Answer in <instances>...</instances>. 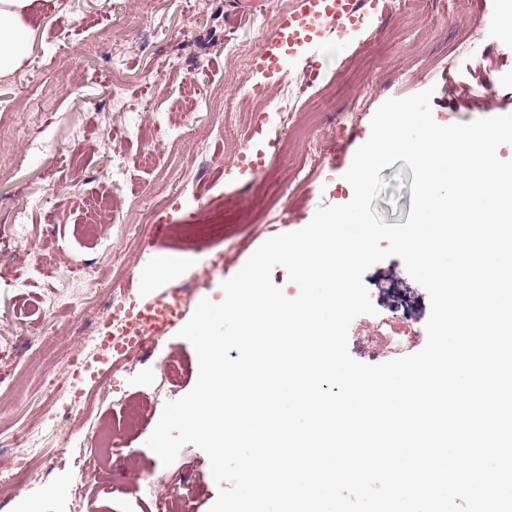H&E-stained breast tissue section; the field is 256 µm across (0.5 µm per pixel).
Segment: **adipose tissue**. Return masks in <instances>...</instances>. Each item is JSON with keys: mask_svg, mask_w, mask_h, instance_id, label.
<instances>
[{"mask_svg": "<svg viewBox=\"0 0 512 512\" xmlns=\"http://www.w3.org/2000/svg\"><path fill=\"white\" fill-rule=\"evenodd\" d=\"M45 0H0V80L11 77L37 44V18Z\"/></svg>", "mask_w": 512, "mask_h": 512, "instance_id": "adipose-tissue-1", "label": "adipose tissue"}]
</instances>
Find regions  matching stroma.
<instances>
[{"mask_svg": "<svg viewBox=\"0 0 512 512\" xmlns=\"http://www.w3.org/2000/svg\"><path fill=\"white\" fill-rule=\"evenodd\" d=\"M253 2L242 13L233 0H48L33 54L0 81V99L21 102L0 112V435L44 427L31 478L0 463V512L23 500L34 512H156L147 482L161 492L188 486L186 512H209L219 487L206 453L187 445L165 466L146 444L165 402L197 381L196 351L179 331L199 302H221L223 282L267 239L350 202L344 174L387 99L432 90L442 126L512 113V30L488 22L504 0H379L343 37L296 47L279 75L225 65L233 52L257 57L299 5ZM111 41L121 53L108 55ZM283 75L298 83L301 109L261 111L257 94H273ZM170 111L187 136L137 137L135 127ZM34 134L37 152L25 145ZM380 176L373 210L405 223L410 168L398 161ZM271 197L279 207L270 212ZM105 198L117 223H87V202ZM38 261L44 274L17 291ZM363 281L376 312L352 321L351 357L377 365L421 350L426 339L412 331L425 327L430 299L401 259L374 264ZM172 284L189 287L175 324L136 368L113 369L100 352L79 383L90 406L60 418L48 383L64 377L67 350L101 327L114 290L138 306ZM167 363L178 377H165ZM124 400L143 406L136 427L124 421ZM115 427L121 471L83 479L78 464L98 431ZM62 479L69 493L45 494Z\"/></svg>", "mask_w": 512, "mask_h": 512, "instance_id": "1", "label": "stroma"}]
</instances>
